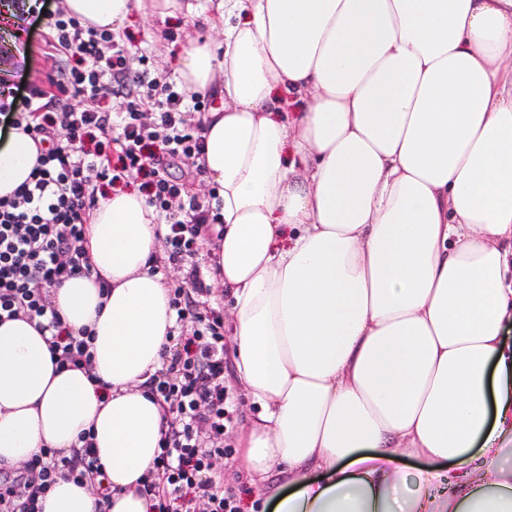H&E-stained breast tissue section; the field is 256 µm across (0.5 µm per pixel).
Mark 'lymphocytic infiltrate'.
<instances>
[{"instance_id":"lymphocytic-infiltrate-1","label":"lymphocytic infiltrate","mask_w":512,"mask_h":512,"mask_svg":"<svg viewBox=\"0 0 512 512\" xmlns=\"http://www.w3.org/2000/svg\"><path fill=\"white\" fill-rule=\"evenodd\" d=\"M14 44L0 46V123L37 149L28 179L0 197V323L22 320L48 346L56 370L95 372L93 329H71L55 307L67 280L91 276L86 224L105 184L135 178L153 207L160 252L152 271L178 276L168 290L175 322L162 363L143 387L162 409L159 453L143 481L153 512H241L224 488V438L235 405L224 383V306L201 264L223 225L221 206L193 189L204 169L205 95L152 76L150 59L111 31L83 27L53 0H8ZM47 30L50 89L19 81L34 28ZM92 429L69 453L46 447L0 464V512H43L58 479L92 491L109 512L112 485L94 452Z\"/></svg>"}]
</instances>
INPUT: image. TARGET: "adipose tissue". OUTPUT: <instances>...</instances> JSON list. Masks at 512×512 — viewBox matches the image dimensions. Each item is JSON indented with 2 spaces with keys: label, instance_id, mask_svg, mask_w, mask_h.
Returning a JSON list of instances; mask_svg holds the SVG:
<instances>
[{
  "label": "adipose tissue",
  "instance_id": "ef3b65f1",
  "mask_svg": "<svg viewBox=\"0 0 512 512\" xmlns=\"http://www.w3.org/2000/svg\"><path fill=\"white\" fill-rule=\"evenodd\" d=\"M140 2L64 0L109 30ZM207 22L215 39L177 71L221 99L201 164L224 214L207 281L259 407L240 478L265 512H512V0H218ZM35 159L10 132L0 196ZM155 223L140 191L114 189L85 243L111 294L57 290L110 392L54 372L26 322L0 324V462L94 428L110 512H149L162 412L141 384L175 319L149 271ZM95 510L66 479L44 507Z\"/></svg>",
  "mask_w": 512,
  "mask_h": 512
}]
</instances>
